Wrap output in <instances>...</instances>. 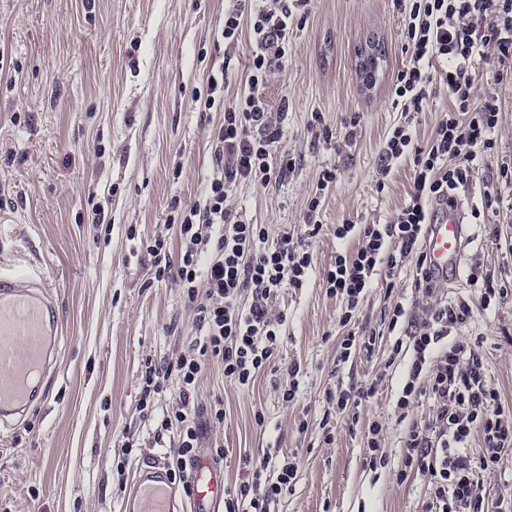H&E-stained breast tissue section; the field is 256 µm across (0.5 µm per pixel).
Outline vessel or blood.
Segmentation results:
<instances>
[{"instance_id": "obj_1", "label": "vessel or blood", "mask_w": 512, "mask_h": 512, "mask_svg": "<svg viewBox=\"0 0 512 512\" xmlns=\"http://www.w3.org/2000/svg\"><path fill=\"white\" fill-rule=\"evenodd\" d=\"M467 236L464 211L454 204L429 224L423 249L438 275H456ZM47 273L0 268V422L30 407L33 375L47 367L56 347V327L48 312L54 307ZM197 482L190 498H182L164 463L141 465L123 496L122 512H220L224 473L204 460L195 461Z\"/></svg>"}]
</instances>
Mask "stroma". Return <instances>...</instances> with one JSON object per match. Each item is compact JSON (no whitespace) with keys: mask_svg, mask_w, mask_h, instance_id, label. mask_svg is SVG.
<instances>
[{"mask_svg":"<svg viewBox=\"0 0 512 512\" xmlns=\"http://www.w3.org/2000/svg\"><path fill=\"white\" fill-rule=\"evenodd\" d=\"M228 0H0V267L52 273L59 338L56 364L24 419L0 431V512H122V497L150 459L168 461L177 439L156 438V416L178 399L176 376L158 396L153 416L138 408L147 366L175 362L196 335L192 304L175 280H156L146 241L162 238L170 260L179 243L169 230L201 199L216 168L221 106L205 107L208 78L226 69L225 101L247 92L249 37L225 45ZM378 39L385 53L373 86L359 74L358 47ZM398 0H311L297 13L288 53L265 90L282 137L275 158L295 166L262 187L239 183L230 207L270 239L300 235L308 204L320 197L321 234L311 243L306 287L284 288L269 305L285 313V336L254 384L226 382L207 363L197 400L221 405L223 422L203 424L200 455L226 447L225 484L240 481L244 459L271 452L295 457L297 476L275 512H421L427 485L398 482L396 459L406 430L429 416L428 405L402 413L396 402L411 359L393 355L408 321L438 302L475 301L466 275L426 293L415 264L380 276L349 326L343 304L326 291L324 272L357 238L337 240V224H384L408 203L413 164L396 162L381 175L379 155L395 126L410 124L426 144L450 106L436 87L423 111L393 104V75L409 60ZM479 96L499 100L494 150L474 163L457 192L465 210L484 194L503 206L468 221L462 267L480 263L498 293L489 308L452 329L480 352L489 385L512 409V78L499 79L492 54L476 57ZM321 113L315 124L313 113ZM337 168L335 185L317 195L321 170ZM405 320L391 325L395 303ZM371 338L336 364L347 331ZM302 370L293 401L282 398L289 364ZM375 387L349 411H332L329 391ZM378 420L393 463H365L367 424ZM307 431H299L300 421Z\"/></svg>","mask_w":512,"mask_h":512,"instance_id":"1","label":"stroma"}]
</instances>
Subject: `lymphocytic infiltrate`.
I'll return each instance as SVG.
<instances>
[{"label": "lymphocytic infiltrate", "instance_id": "lymphocytic-infiltrate-1", "mask_svg": "<svg viewBox=\"0 0 512 512\" xmlns=\"http://www.w3.org/2000/svg\"><path fill=\"white\" fill-rule=\"evenodd\" d=\"M232 2L222 36L232 45L241 33L250 35L249 91L225 108L215 136L224 165L213 174L203 199L185 208L175 224L178 262L159 263L155 269L156 279L175 278L193 303L200 333L174 365L180 383L177 406L156 426L157 433L178 439L171 474L188 493L195 484L191 464L200 446L195 397L205 364L222 363L225 379L237 387L254 383L279 352L286 321L285 314L271 311L268 299L280 289L306 285L313 268L310 242L323 229L316 219L318 196L308 204L303 235L286 234L274 242L265 225L242 220L226 204L237 183L266 186L279 176L272 158L281 131L264 90L286 55L294 11L309 0ZM403 11L410 61L394 77L395 105L405 112L423 111L435 85L442 83L451 106L426 146L415 145L406 126L395 127L386 141L382 173H389L391 161H413V191L396 217L385 224L336 227L337 239L354 236L360 242L355 253L337 254L325 274L328 293L345 304V324L379 272H397L408 258L416 260L418 284L437 287L423 250L427 226L437 211L453 204L454 190L469 181L478 150L495 146L499 105L493 98L477 99L480 77L473 59L487 48L498 63L512 62V0H407ZM247 291L252 300L246 305L241 298ZM473 314L468 300L436 306L408 341H395L392 347L396 355L403 347L411 349L398 408L408 412L423 400L432 407L428 422L409 426L397 470L399 481L414 474L425 480L428 512H512V494L493 496L484 486L502 457L512 454V414L488 385L472 345L464 340L440 345L449 329ZM477 435L483 446L476 450L472 440ZM245 466V481L224 491V512H272L292 486L294 461L266 454L246 458Z\"/></svg>", "mask_w": 512, "mask_h": 512}]
</instances>
